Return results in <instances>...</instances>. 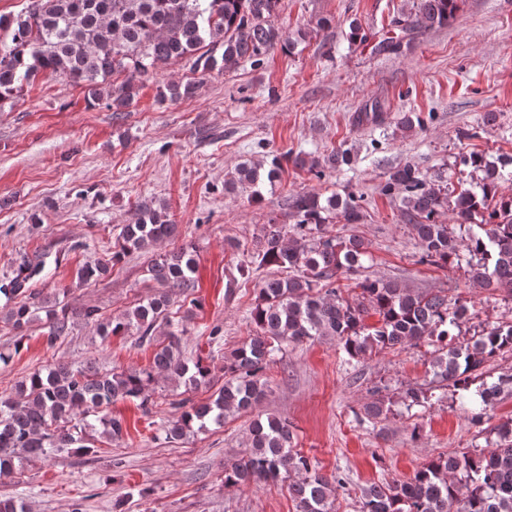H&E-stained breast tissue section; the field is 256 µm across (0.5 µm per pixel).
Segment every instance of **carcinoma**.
I'll list each match as a JSON object with an SVG mask.
<instances>
[{
  "mask_svg": "<svg viewBox=\"0 0 512 512\" xmlns=\"http://www.w3.org/2000/svg\"><path fill=\"white\" fill-rule=\"evenodd\" d=\"M279 0H28L24 13L0 15V109L15 100L24 86L41 72H50L84 87L97 102L118 112L139 94V78L159 63L191 61L193 69L208 73L258 64L272 50L292 52L295 41L274 23ZM458 0H417L415 12L392 20L393 35L377 40L373 50L390 53L400 35L434 29L454 19ZM384 103L367 101L359 120L381 122ZM476 173L478 190L448 192L438 172L429 178L413 162L390 173L382 192H402L401 203L415 232L420 261L445 266L464 251L469 255V280L488 290H501L512 299V197L495 205L497 167L478 154L465 160ZM281 163L274 158L263 169L253 162L240 164L225 182L229 190L250 191L261 199L263 182H273ZM451 208L458 226L481 216L478 231L457 236L436 217ZM292 209L296 223L266 224L256 247L259 265L288 272L272 276L257 288L250 312L252 333L239 347L224 354V385L209 401L175 402L167 420V439L183 440L212 425L221 426L232 412L249 410L270 389L266 371L275 353L290 343L330 340L346 361L360 360L397 346L433 347L436 382L456 390L474 391L471 421L481 425L487 408L507 391L512 374L472 389L484 365L512 353V322L502 323L469 339L459 340L468 321L467 304L448 300L444 288L413 292L399 283L365 276L356 292L345 296L337 282L342 274L359 272L368 258V243L355 234L333 235L327 224L340 217L359 224L364 214L354 194L320 199L298 195ZM177 225L167 212L143 203L120 230L112 263L126 253L150 251L163 238L173 237ZM109 263L88 261L77 269L81 283L99 279ZM41 266L23 261L15 277L0 283V295L14 303L6 321L23 330L36 313L47 319L46 343L54 345L70 334L74 316L59 308L55 298L32 302L30 280ZM150 279L158 289L121 315L106 318L95 307L79 317L96 327L100 336H133L142 345H156L146 369L129 368L103 373L91 365L49 364L22 379L13 395H0V477L32 460H48L60 453L96 452L92 434L110 438L123 434V421L108 409L118 400H136L146 408L150 386L163 378L187 390L207 386L213 367L202 358L189 360L181 350L184 329L168 319L178 298L196 287L193 246L160 254L151 260ZM178 292L173 293L171 289ZM166 341L156 343L161 326ZM387 414L381 399L355 413L361 423L375 424ZM496 440L488 450L460 451L430 459L403 481L373 482L359 488L360 512H512V418L493 427ZM288 421L257 417L249 426L246 448L224 466V485L246 487L288 483L296 512H332L342 475L322 474L307 456L295 450Z\"/></svg>",
  "mask_w": 512,
  "mask_h": 512,
  "instance_id": "1",
  "label": "carcinoma"
}]
</instances>
